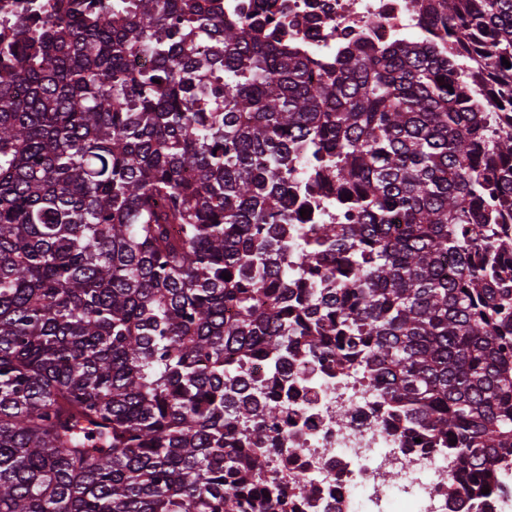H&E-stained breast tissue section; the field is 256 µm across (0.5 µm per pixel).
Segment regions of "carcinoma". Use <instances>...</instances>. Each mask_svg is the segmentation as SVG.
Segmentation results:
<instances>
[{"label":"carcinoma","mask_w":512,"mask_h":512,"mask_svg":"<svg viewBox=\"0 0 512 512\" xmlns=\"http://www.w3.org/2000/svg\"><path fill=\"white\" fill-rule=\"evenodd\" d=\"M422 14L324 65L224 0H25L0 32V512H286L304 477L269 474L278 405L241 369L261 350L274 383L301 348L448 449L451 496L494 495L512 0ZM299 194L330 216L293 227Z\"/></svg>","instance_id":"carcinoma-1"}]
</instances>
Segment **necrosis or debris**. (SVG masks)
<instances>
[{
    "label": "necrosis or debris",
    "mask_w": 512,
    "mask_h": 512,
    "mask_svg": "<svg viewBox=\"0 0 512 512\" xmlns=\"http://www.w3.org/2000/svg\"><path fill=\"white\" fill-rule=\"evenodd\" d=\"M226 18L271 22L314 60L345 46L380 47L421 32V0H224ZM280 415L277 472L303 473L296 512H451L448 474L456 462L440 449L400 437L381 398L355 370L336 372L305 351L289 357ZM351 411L352 420L340 414Z\"/></svg>",
    "instance_id": "necrosis-or-debris-1"
}]
</instances>
